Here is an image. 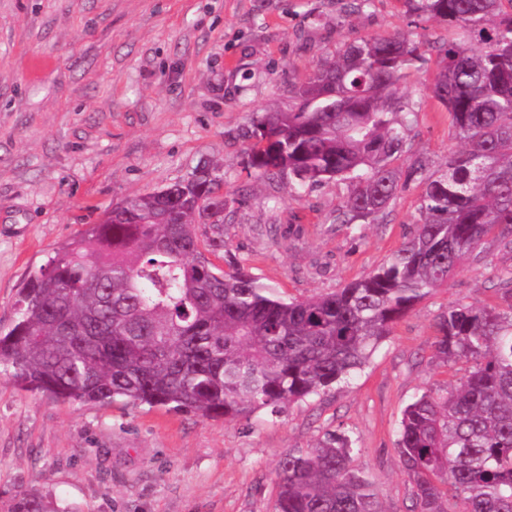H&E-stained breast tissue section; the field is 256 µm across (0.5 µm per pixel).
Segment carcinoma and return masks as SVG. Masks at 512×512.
<instances>
[{"label":"carcinoma","mask_w":512,"mask_h":512,"mask_svg":"<svg viewBox=\"0 0 512 512\" xmlns=\"http://www.w3.org/2000/svg\"><path fill=\"white\" fill-rule=\"evenodd\" d=\"M403 3L481 44H449L437 64L432 94L459 143L442 168L423 157L394 166L409 108L402 83L424 61L412 32L351 41L294 87L295 109L261 112L247 131V165L261 177L354 183L338 224L374 222L401 188L422 186L416 232L382 266L303 300L232 260L217 268L198 237V225L224 223V180L208 168L165 197L122 200L49 257L0 334V363L23 387L64 400L243 418L350 377L487 239L512 245V0ZM329 79L334 101L320 98ZM498 278L499 306L456 302L439 318L436 358L469 363L468 374L403 411L411 512H512V266ZM353 454L336 431L284 453L272 512H383ZM8 512L51 510L30 493Z\"/></svg>","instance_id":"carcinoma-1"}]
</instances>
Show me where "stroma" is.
<instances>
[{
	"instance_id": "1",
	"label": "stroma",
	"mask_w": 512,
	"mask_h": 512,
	"mask_svg": "<svg viewBox=\"0 0 512 512\" xmlns=\"http://www.w3.org/2000/svg\"><path fill=\"white\" fill-rule=\"evenodd\" d=\"M411 32L426 61L405 82L407 167L432 168L457 147L432 96L441 49L462 31L415 20L401 0H0V334L19 292L49 254L130 195L224 175L225 251L284 299L326 294L379 267L415 232L421 188L399 192L372 223L339 224L351 192L326 180L248 169L242 136L255 113L287 110L291 83L349 41ZM512 249L490 239L430 298L402 317L363 370L278 413L201 419L120 402L75 403L20 388L0 365V512L39 493L68 512H272L273 469L329 430L355 441L383 512H408L397 454L405 407L468 371L434 357L449 305L499 301L496 274Z\"/></svg>"
}]
</instances>
